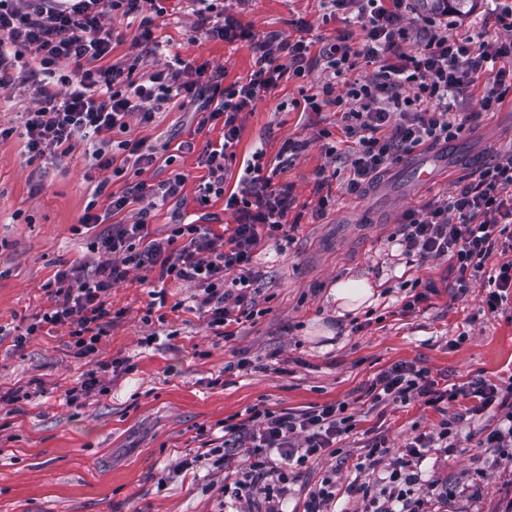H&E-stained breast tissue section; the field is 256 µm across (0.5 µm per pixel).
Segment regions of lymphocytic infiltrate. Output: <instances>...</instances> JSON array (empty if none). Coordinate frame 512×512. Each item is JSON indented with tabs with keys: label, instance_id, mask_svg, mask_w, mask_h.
<instances>
[{
	"label": "lymphocytic infiltrate",
	"instance_id": "1",
	"mask_svg": "<svg viewBox=\"0 0 512 512\" xmlns=\"http://www.w3.org/2000/svg\"><path fill=\"white\" fill-rule=\"evenodd\" d=\"M236 2L188 0L195 32L247 43L253 52L251 73L228 85L223 68L187 62L134 76L140 56L155 49L153 24L166 12L162 0H0V91L32 94L22 114L29 160L71 154L91 138L89 167L101 174L93 195L109 199L104 213L88 208L79 221L86 229L111 223V232L89 244L91 253L104 254V261L57 270L44 285L51 306L15 337L20 348L45 328L65 326L76 355L95 360V372L68 390L69 405L86 397L98 383V372L109 368L97 358L111 314L107 297L131 271L155 269L160 280L192 286L196 310L208 327L222 329L224 338H233L234 324L253 317L254 255L266 244L292 242L288 217L297 199L292 185L274 184L266 173L263 151L255 152L235 192L225 193L224 170L246 113L283 78L303 79L320 66L318 90L303 101L314 112H340L345 136L353 143L343 183L351 196L361 195L417 148L457 138L466 119L454 102L481 75L492 76L481 97L483 111H497L512 92V0L496 12L495 37L479 46L472 37L449 36L447 11H421V0H326L330 15H351L362 22L366 36L357 48L342 34L322 39L316 48L303 37L256 32L236 18ZM116 18L137 19L131 37L115 31ZM120 41L127 51L113 56ZM362 64L371 66V73L350 79ZM167 104L195 105L202 124L224 130L221 145H206L202 152L206 173L196 201L205 206L211 198L224 197L235 218L230 234L176 221L165 239L152 238L148 227L154 211L183 196L187 178L182 173L155 184L130 182L118 195L107 191L111 177L125 172L115 163L116 152L128 153L140 170L158 160L145 140L117 142L114 130H127L133 120L149 126ZM395 242L407 256L448 259L458 293L486 280V304L497 311L512 296V259L502 262L494 275L484 276L483 269L495 249L512 252V154L486 165L476 185L406 211ZM467 393L478 399L480 408L494 406L501 412L498 427L481 440V447L499 449L502 457L512 459V403L501 388L480 377L469 383ZM367 394L376 404L420 398L433 405L443 397L428 370L406 363L378 373ZM354 426L340 404L304 413L253 405L243 420L227 427L249 435L252 446L245 463L233 464L221 445L208 454L223 466L237 500H250L260 488L275 506L293 468L335 455ZM459 433L457 419H449L438 432L415 436L396 457L382 438L369 441L360 467L380 468L384 475L377 490L365 482L354 484L360 512H421L422 502L415 497L418 468L431 449L457 443Z\"/></svg>",
	"mask_w": 512,
	"mask_h": 512
}]
</instances>
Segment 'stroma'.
I'll use <instances>...</instances> for the list:
<instances>
[{"label": "stroma", "mask_w": 512, "mask_h": 512, "mask_svg": "<svg viewBox=\"0 0 512 512\" xmlns=\"http://www.w3.org/2000/svg\"><path fill=\"white\" fill-rule=\"evenodd\" d=\"M495 7L494 0H477L467 15H450L449 34L491 37ZM324 13L322 0H246L238 18L291 39L343 33L352 44L362 42L361 24L328 20ZM194 23L187 9L157 19L154 37L162 53L141 60L139 72L180 59L223 67L230 84L252 70L247 45L194 34ZM300 86L282 81L247 114L224 172L225 190L236 187L257 147L271 161L285 140L307 139L309 149L278 179L294 186L299 202L310 201L316 173L327 164L314 137L337 116L295 108ZM460 111L467 125L456 139L416 149L363 195L337 194L329 215L303 218L284 250L268 245L258 251L260 313L238 325L232 340L215 335L187 305L188 285L132 271L109 293L116 317L99 355L128 367L99 373V387L79 408L67 404L65 393L86 379L91 366L69 349L66 328L31 337L21 348L13 337L48 307L47 279L81 261L92 234L106 232L103 224L82 235L73 227L89 201L100 213L107 201L92 197L83 151L30 164L23 136L0 140V512H237L238 503L222 492L223 468L203 459V445L259 403L296 413L342 404L357 422L340 453L294 470L285 512H303L329 469L344 489L337 508L354 507L347 485L379 479L356 468L367 440L385 438L396 452L456 414L465 417L457 446L432 449L420 466L429 512H506L512 462L495 461L492 449L477 445L494 410L473 412L475 398L463 396L375 407L366 394L376 374L400 362L427 369L442 390L478 376L512 387V302L492 312L482 289L455 295L448 259L406 257L390 241L406 210L476 183L482 164L512 152V94L498 111L485 112L474 91L464 95ZM198 121L194 112L172 108L150 126L131 125L127 136L166 148L172 166L157 163L142 179L187 174L188 202L180 207L185 222L217 230L234 221L223 201L201 207L193 196L204 173L199 150L219 142L222 130L198 128ZM187 140L194 151H179ZM420 164L434 172L431 182L417 181ZM355 273L373 280L377 298L356 314L337 317L329 291ZM413 287L431 294L415 311H403ZM154 290L165 293V319L148 323ZM241 359L248 369L225 372V364ZM17 383L30 386L31 399L5 402Z\"/></svg>", "instance_id": "35a3bbf8"}]
</instances>
